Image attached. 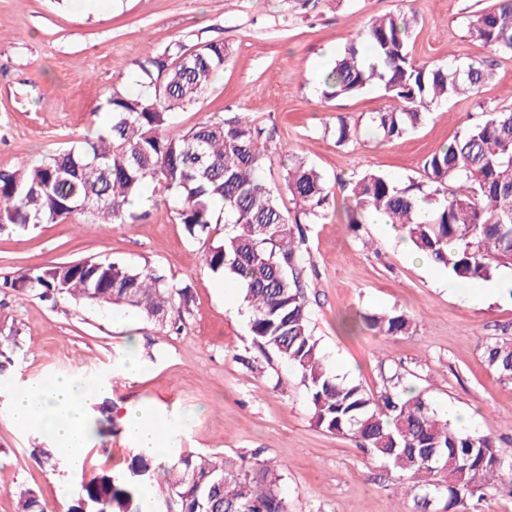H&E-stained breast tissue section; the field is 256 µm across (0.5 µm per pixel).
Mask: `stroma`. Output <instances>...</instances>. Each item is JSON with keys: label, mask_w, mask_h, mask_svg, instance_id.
<instances>
[{"label": "stroma", "mask_w": 512, "mask_h": 512, "mask_svg": "<svg viewBox=\"0 0 512 512\" xmlns=\"http://www.w3.org/2000/svg\"><path fill=\"white\" fill-rule=\"evenodd\" d=\"M477 0H0V171L80 144L89 137L113 88L138 91V64L172 44L224 41L231 55L211 90L173 112V131L208 117L239 116L272 129L266 179L281 183L285 153L304 157L335 191L329 217L305 225V273L311 327L329 366L377 391L384 375L412 373L418 392L438 407L472 410L469 432L488 434L512 452V383L487 366L482 340L512 339V295L471 299L449 290L445 269L423 262L384 224L353 234L342 190L367 171L404 183L420 179L432 153L484 112L512 105V56L468 34ZM415 13L413 53L440 66L485 62L491 76L477 97L434 106L427 121L400 139L370 135L340 146L336 118L366 121L389 105L381 85L361 95L321 98L323 71L356 42L363 23L388 13ZM166 205L136 224L101 227L74 217L0 239V278L87 257L112 256L154 268L189 286L192 303L181 331H169L121 308H99L31 292L0 298V329L19 333V358L0 371V512H17L15 493L35 491L45 512H69L82 482L126 470L136 456L121 417L136 407L164 431L178 454L275 459L292 512H415L393 471L349 439L313 424L299 376L255 344L242 301L202 260ZM397 309L414 320L405 336L345 332L342 317ZM141 364L124 372L127 357ZM253 367H245L244 359ZM60 376L103 383L90 407L103 434L89 443L79 469L40 463L34 448L53 446L38 430L10 422L15 392L29 381ZM194 423L184 428L183 415Z\"/></svg>", "instance_id": "obj_1"}]
</instances>
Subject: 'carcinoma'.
Instances as JSON below:
<instances>
[{
	"mask_svg": "<svg viewBox=\"0 0 512 512\" xmlns=\"http://www.w3.org/2000/svg\"><path fill=\"white\" fill-rule=\"evenodd\" d=\"M412 26L413 18L400 13L367 22L359 38L372 60L348 46L320 81L325 99L354 97L382 83L393 104L370 113L369 121L383 141L417 128L439 101L476 96L490 77L485 64L415 60ZM468 29L493 51L512 54V0H491L472 12ZM228 59L222 41L178 44L149 56L139 64L140 90L115 88L106 100L112 123L104 133L0 172V235L73 215L105 227L136 224L145 207H172L189 238L205 246L208 268L239 285L256 342L299 373L316 427L350 439L396 471L421 512L438 499L450 512L477 509L484 491L512 476V454L489 435L459 430L405 374H393L375 393L338 378L313 334L302 225L328 217L333 192L323 175L287 154L283 190L294 210L285 211L280 190L265 179L262 140L271 138L265 129L237 116H214L184 133L168 132L171 113L204 97ZM358 127L338 118L336 143L353 142ZM423 171V180L406 184L379 172L344 184L354 200L348 223L357 229L366 212L383 215L415 253L459 283L489 281L500 269H512V108L485 113L430 155ZM0 288L125 307L176 329L191 298L188 287L112 257L33 267ZM359 322L383 336L413 328V319L397 309L363 312ZM482 348L488 367L512 382V340H488ZM18 350L17 332L0 338V367ZM281 480L271 459L186 454L164 470L136 457L127 473L91 480L84 506L69 512H140L145 482L156 484L168 512H291ZM19 500L20 512H43L31 490L21 491Z\"/></svg>",
	"mask_w": 512,
	"mask_h": 512,
	"instance_id": "obj_1",
	"label": "carcinoma"
}]
</instances>
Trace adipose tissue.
<instances>
[{"instance_id":"adipose-tissue-1","label":"adipose tissue","mask_w":512,"mask_h":512,"mask_svg":"<svg viewBox=\"0 0 512 512\" xmlns=\"http://www.w3.org/2000/svg\"><path fill=\"white\" fill-rule=\"evenodd\" d=\"M99 394L98 388L74 377L30 383L14 395L11 422L22 430L40 428L48 432L57 444L58 453L79 463L88 440L95 434V425L86 410ZM122 424L125 436L143 454H155L163 446V433L142 412L126 409Z\"/></svg>"}]
</instances>
